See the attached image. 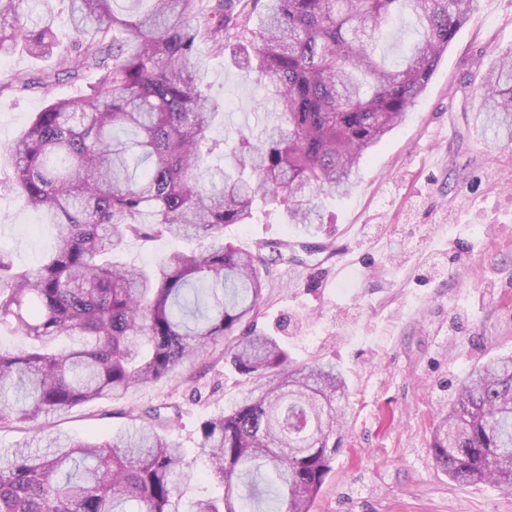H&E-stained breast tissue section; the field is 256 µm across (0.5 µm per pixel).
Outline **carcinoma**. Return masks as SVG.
I'll return each instance as SVG.
<instances>
[{
	"label": "carcinoma",
	"mask_w": 512,
	"mask_h": 512,
	"mask_svg": "<svg viewBox=\"0 0 512 512\" xmlns=\"http://www.w3.org/2000/svg\"><path fill=\"white\" fill-rule=\"evenodd\" d=\"M477 0H0V57L55 59L17 74L22 92L97 74L53 100L0 145V193L44 215L55 243L28 268L0 251V424L62 414L169 380L210 349L246 382L228 411L200 422L204 478L216 492L190 510L180 446L158 410L109 441L45 436V451L0 454V512H310L348 427L336 359L297 364L257 329L268 248L224 238L228 224L283 212L326 234L322 202L349 193L361 160L407 118ZM65 4L71 35L53 31ZM413 40L385 54V28ZM271 92L274 112L241 129L231 170L211 136L218 106L199 82L200 48ZM489 143L512 144V49L488 69L476 109ZM194 240L150 267L124 260L129 239ZM430 450L459 484L512 490V355L471 369L440 413Z\"/></svg>",
	"instance_id": "cac0c4a2"
}]
</instances>
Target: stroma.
Returning <instances> with one entry per match:
<instances>
[{"label": "stroma", "mask_w": 512, "mask_h": 512, "mask_svg": "<svg viewBox=\"0 0 512 512\" xmlns=\"http://www.w3.org/2000/svg\"><path fill=\"white\" fill-rule=\"evenodd\" d=\"M510 47L512 0H477L406 121L378 144L353 191L326 203L333 253L303 255L267 276L259 330L282 336L295 360L335 357L350 391L344 448L312 512H512V490L458 484L430 450L450 386L478 362L512 354V148L488 147L474 112L491 61ZM50 66L22 52L0 59V144L51 99L78 96L95 79L63 78L26 93L5 87L15 74ZM202 80L224 105L213 134L227 143L271 108L268 93L223 57L205 56ZM224 234L245 249L302 238L278 212ZM52 243L40 214L0 196V249L15 264H33ZM436 252L443 266L431 273ZM243 391L218 347L173 380L2 425L0 449L40 447L42 427L107 441L132 415L160 407L173 419L168 436L198 474L199 423Z\"/></svg>", "instance_id": "stroma-1"}]
</instances>
